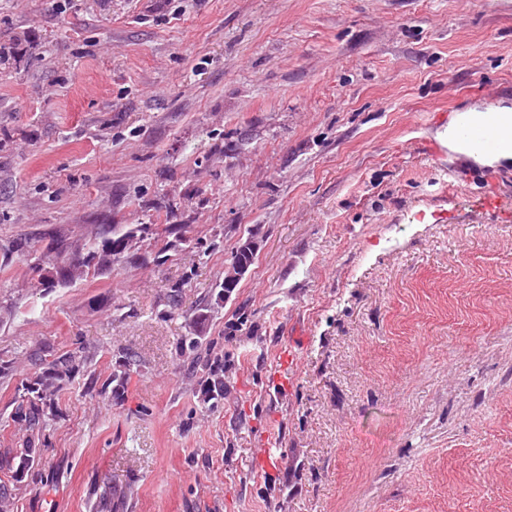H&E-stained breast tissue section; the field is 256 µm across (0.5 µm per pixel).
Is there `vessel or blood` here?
<instances>
[{
  "label": "vessel or blood",
  "mask_w": 512,
  "mask_h": 512,
  "mask_svg": "<svg viewBox=\"0 0 512 512\" xmlns=\"http://www.w3.org/2000/svg\"><path fill=\"white\" fill-rule=\"evenodd\" d=\"M452 134L468 150L488 159L512 148V134L492 111L480 117L468 108H456Z\"/></svg>",
  "instance_id": "1"
}]
</instances>
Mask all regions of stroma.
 <instances>
[{"mask_svg":"<svg viewBox=\"0 0 512 512\" xmlns=\"http://www.w3.org/2000/svg\"><path fill=\"white\" fill-rule=\"evenodd\" d=\"M0 46V356L139 360L123 402L65 387L14 512H512V163L434 121L512 85V0H0ZM167 222L214 249L38 285ZM251 233L212 409L177 341Z\"/></svg>","mask_w":512,"mask_h":512,"instance_id":"stroma-1","label":"stroma"}]
</instances>
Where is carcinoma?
Instances as JSON below:
<instances>
[{"mask_svg":"<svg viewBox=\"0 0 512 512\" xmlns=\"http://www.w3.org/2000/svg\"><path fill=\"white\" fill-rule=\"evenodd\" d=\"M185 224H140L126 231L112 227V237L105 238L97 244H92L83 253L84 260L70 264L65 269L63 279L51 281L52 273L41 278L39 285L52 289L60 285L71 284L93 272L108 274L112 268L123 262H131L147 256L140 253V243L150 240L162 242L152 261L157 264L165 263L170 254L184 249L206 254L212 247L202 238L192 241L186 236ZM122 242L132 249V254L124 260H118L112 253V244ZM185 283L172 286L166 294L165 309L160 316H173L179 310L182 298V288ZM208 320H192L187 335L181 337L177 349L180 353L191 351L196 353V365L201 368L204 380L200 388L201 400L215 408L224 399V353L216 349L214 341L203 342ZM123 362L106 379L89 373L83 386L85 396L111 395L115 401L123 399L127 381L126 370L137 364L135 354L124 351ZM36 369L22 378L16 384L14 410L11 421L20 425L25 431V437L17 448H8L0 453V512H10L17 492L24 487L25 479L34 468L37 449L49 446L50 431L53 423L60 415L57 405L59 393L64 386L77 375L84 372L88 356L85 347H77L65 352L49 354L38 349L31 354Z\"/></svg>","mask_w":512,"mask_h":512,"instance_id":"1","label":"carcinoma"}]
</instances>
